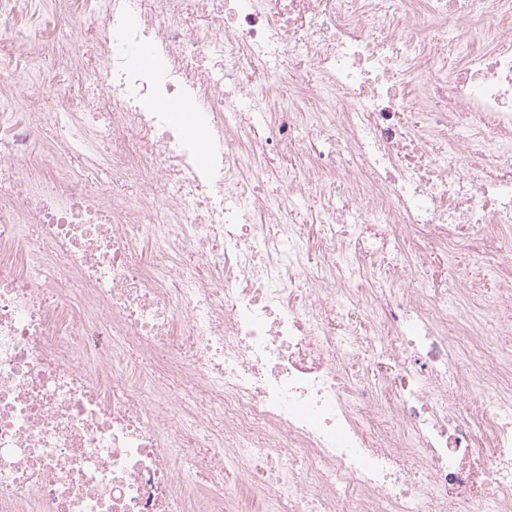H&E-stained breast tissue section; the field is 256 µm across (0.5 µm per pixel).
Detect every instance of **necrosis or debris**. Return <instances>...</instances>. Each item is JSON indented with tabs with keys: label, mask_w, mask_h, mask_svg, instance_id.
Segmentation results:
<instances>
[{
	"label": "necrosis or debris",
	"mask_w": 512,
	"mask_h": 512,
	"mask_svg": "<svg viewBox=\"0 0 512 512\" xmlns=\"http://www.w3.org/2000/svg\"><path fill=\"white\" fill-rule=\"evenodd\" d=\"M13 59L0 512H512V0H0Z\"/></svg>",
	"instance_id": "necrosis-or-debris-1"
}]
</instances>
